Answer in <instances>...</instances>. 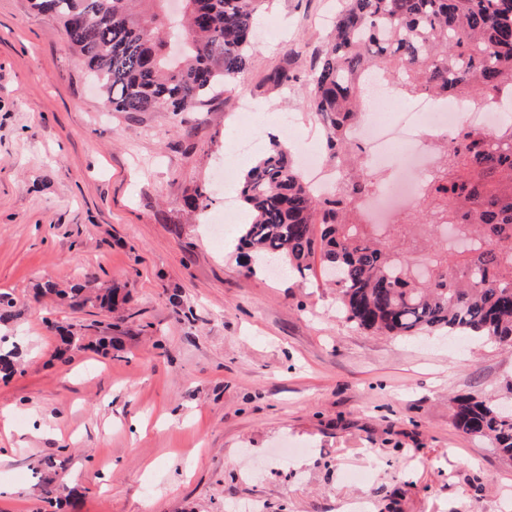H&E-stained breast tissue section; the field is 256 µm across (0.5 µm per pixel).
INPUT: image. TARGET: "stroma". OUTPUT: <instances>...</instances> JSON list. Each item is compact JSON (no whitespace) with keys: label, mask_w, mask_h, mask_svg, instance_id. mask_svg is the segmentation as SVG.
<instances>
[{"label":"stroma","mask_w":512,"mask_h":512,"mask_svg":"<svg viewBox=\"0 0 512 512\" xmlns=\"http://www.w3.org/2000/svg\"><path fill=\"white\" fill-rule=\"evenodd\" d=\"M339 0H270L250 65L198 111H113L57 24L0 0V512H512V464L453 422L452 397L512 388V352L362 331L320 267L249 273L237 229L216 244L220 166L244 172L287 128L322 151L305 79ZM291 62L288 88L262 84ZM246 155L234 146L245 137ZM206 193L207 207L191 201ZM114 285L110 312L41 297ZM104 356L55 358L56 326ZM66 459L69 480L43 467Z\"/></svg>","instance_id":"1"}]
</instances>
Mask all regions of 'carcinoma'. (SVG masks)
<instances>
[{"label":"carcinoma","mask_w":512,"mask_h":512,"mask_svg":"<svg viewBox=\"0 0 512 512\" xmlns=\"http://www.w3.org/2000/svg\"><path fill=\"white\" fill-rule=\"evenodd\" d=\"M266 0H185L183 54L165 52L166 0H31L62 27L68 49L97 79L115 112H190L219 88L231 91L248 68L255 14ZM334 37L318 55L305 109L321 124L328 160L342 172L320 194L296 169L287 148H270L241 177L239 200L253 215L240 227L243 257L278 258L305 277L320 256L334 277L341 312L359 329L390 336L445 333L512 349V118L492 132L460 126L437 144L446 163L431 170L415 222L434 248L417 264L402 225L369 224L361 201L379 182L350 156L364 121L366 83L387 79L434 99L471 97L486 107L512 93V0H345ZM297 80L288 66L265 83ZM108 312L119 294L106 288L80 298ZM64 364L84 349L61 337ZM17 373L12 351L0 352V379ZM456 427L487 439L512 462V406L476 395L456 398Z\"/></svg>","instance_id":"obj_1"}]
</instances>
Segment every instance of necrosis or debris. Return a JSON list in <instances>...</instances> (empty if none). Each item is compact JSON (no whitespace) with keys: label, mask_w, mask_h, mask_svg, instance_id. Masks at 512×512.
Masks as SVG:
<instances>
[{"label":"necrosis or debris","mask_w":512,"mask_h":512,"mask_svg":"<svg viewBox=\"0 0 512 512\" xmlns=\"http://www.w3.org/2000/svg\"><path fill=\"white\" fill-rule=\"evenodd\" d=\"M500 119V113L494 111H478L458 103L447 105L420 95L402 96L393 88L382 87L379 101L370 105L367 120L355 134L371 165L393 168L397 174L388 191L366 201L372 221L387 222L420 194L428 174L425 128L452 132L462 125H475L490 130Z\"/></svg>","instance_id":"obj_1"}]
</instances>
